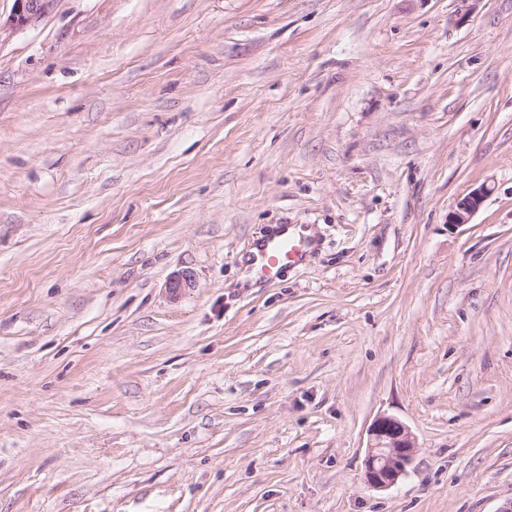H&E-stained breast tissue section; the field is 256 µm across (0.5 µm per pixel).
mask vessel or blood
I'll use <instances>...</instances> for the list:
<instances>
[{
    "label": "vessel or blood",
    "instance_id": "vessel-or-blood-1",
    "mask_svg": "<svg viewBox=\"0 0 512 512\" xmlns=\"http://www.w3.org/2000/svg\"><path fill=\"white\" fill-rule=\"evenodd\" d=\"M310 246V239L303 236L266 233L251 243V266L260 278H278L283 268L301 265L310 252Z\"/></svg>",
    "mask_w": 512,
    "mask_h": 512
}]
</instances>
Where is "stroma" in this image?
<instances>
[{"label": "stroma", "mask_w": 512, "mask_h": 512, "mask_svg": "<svg viewBox=\"0 0 512 512\" xmlns=\"http://www.w3.org/2000/svg\"><path fill=\"white\" fill-rule=\"evenodd\" d=\"M276 224L305 264L243 280ZM380 415L416 444L381 490ZM509 501L512 0H58L0 37V512ZM490 194L487 186H481L469 192L457 201L454 208L448 213V223L453 227L469 224L472 217L483 206ZM416 453L414 438L407 426L392 416H379L369 429L365 458L368 485L386 489L407 473Z\"/></svg>", "instance_id": "obj_1"}]
</instances>
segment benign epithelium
Wrapping results in <instances>:
<instances>
[{"instance_id":"1","label":"benign epithelium","mask_w":512,"mask_h":512,"mask_svg":"<svg viewBox=\"0 0 512 512\" xmlns=\"http://www.w3.org/2000/svg\"><path fill=\"white\" fill-rule=\"evenodd\" d=\"M59 0H14V9L7 21L0 22V35L6 30L32 26L45 18ZM490 194L487 186L469 192L457 201L448 213V224L459 227L470 223ZM416 453L414 438L407 426L392 416H380L369 429V445L365 458L368 485L386 489L407 473Z\"/></svg>"}]
</instances>
